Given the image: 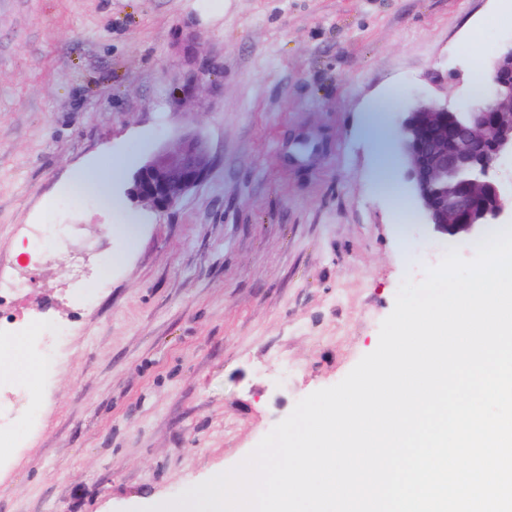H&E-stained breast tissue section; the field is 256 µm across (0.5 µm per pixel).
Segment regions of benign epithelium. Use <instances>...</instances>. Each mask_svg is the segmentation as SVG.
<instances>
[{
	"label": "benign epithelium",
	"instance_id": "1",
	"mask_svg": "<svg viewBox=\"0 0 512 512\" xmlns=\"http://www.w3.org/2000/svg\"><path fill=\"white\" fill-rule=\"evenodd\" d=\"M486 81L491 96L484 105L459 112L446 100L418 97L398 113L392 132L423 223L450 245L509 219L494 169L512 157V43L493 59ZM209 168L206 139L191 131L177 150L159 149L133 173L127 196L167 212Z\"/></svg>",
	"mask_w": 512,
	"mask_h": 512
}]
</instances>
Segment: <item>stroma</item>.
<instances>
[{
    "label": "stroma",
    "mask_w": 512,
    "mask_h": 512,
    "mask_svg": "<svg viewBox=\"0 0 512 512\" xmlns=\"http://www.w3.org/2000/svg\"><path fill=\"white\" fill-rule=\"evenodd\" d=\"M510 42L512 0H0V314L69 327L0 450V512L174 498L374 351L448 249L375 137L418 95L487 99L475 62ZM190 129L211 167L169 212L123 178L113 209L73 201L77 171ZM47 223L64 243L30 262L23 228Z\"/></svg>",
    "instance_id": "1"
}]
</instances>
